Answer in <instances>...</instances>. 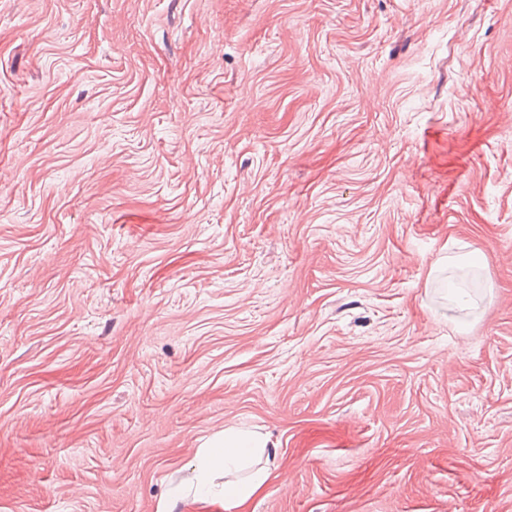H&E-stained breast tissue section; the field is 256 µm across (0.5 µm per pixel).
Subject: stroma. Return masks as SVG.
I'll return each instance as SVG.
<instances>
[{
  "label": "stroma",
  "instance_id": "1",
  "mask_svg": "<svg viewBox=\"0 0 512 512\" xmlns=\"http://www.w3.org/2000/svg\"><path fill=\"white\" fill-rule=\"evenodd\" d=\"M512 512V0H0V512ZM274 447L260 432L237 426L224 428V435L211 440L197 457V497L194 502L202 505L231 502L237 506L249 502L269 479L270 471L265 465L268 464L267 448ZM264 455L265 464H261ZM244 470L249 471L245 478L225 479L222 494L214 493L213 480L217 471H222L226 478Z\"/></svg>",
  "mask_w": 512,
  "mask_h": 512
}]
</instances>
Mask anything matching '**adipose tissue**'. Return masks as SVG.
<instances>
[{"instance_id":"adipose-tissue-1","label":"adipose tissue","mask_w":512,"mask_h":512,"mask_svg":"<svg viewBox=\"0 0 512 512\" xmlns=\"http://www.w3.org/2000/svg\"><path fill=\"white\" fill-rule=\"evenodd\" d=\"M271 442L257 431L226 427L197 458V503L230 502L241 506L267 483L270 471L262 458Z\"/></svg>"}]
</instances>
